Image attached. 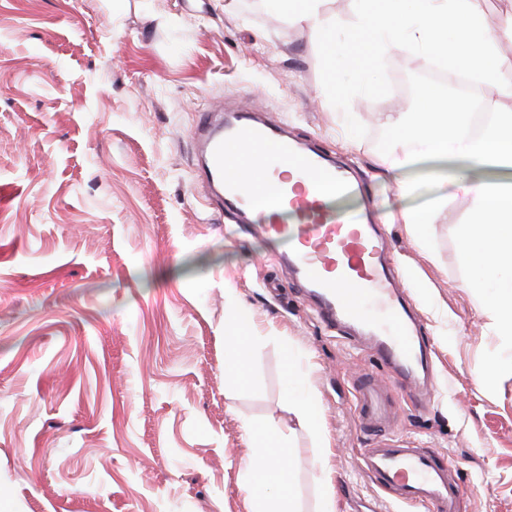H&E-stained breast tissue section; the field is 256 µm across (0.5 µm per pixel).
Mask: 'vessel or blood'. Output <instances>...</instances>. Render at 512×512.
<instances>
[{
  "label": "vessel or blood",
  "instance_id": "1",
  "mask_svg": "<svg viewBox=\"0 0 512 512\" xmlns=\"http://www.w3.org/2000/svg\"><path fill=\"white\" fill-rule=\"evenodd\" d=\"M198 130L204 164L203 181L219 184L224 206L241 215L258 214L266 233L297 235L300 246L289 256L302 288L309 292L322 322L331 328L348 327L367 340L382 364L392 367L403 382L430 366V352L417 329V316L400 290L390 266L385 237L378 225L360 212L330 217L324 195H348L360 183L355 172L328 160L310 147H296L274 122H258L252 113H237L223 122L219 111L203 114ZM268 154L257 179L243 181L229 146ZM288 205L303 214L305 226L289 227L277 220V209ZM375 303L388 322L378 325L367 312ZM364 428L381 429L382 396L375 380L356 382ZM360 467L372 484L397 503L423 512H459L462 496L453 464L434 448H413L385 439L378 447L362 449Z\"/></svg>",
  "mask_w": 512,
  "mask_h": 512
}]
</instances>
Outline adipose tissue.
Here are the masks:
<instances>
[{"mask_svg": "<svg viewBox=\"0 0 512 512\" xmlns=\"http://www.w3.org/2000/svg\"><path fill=\"white\" fill-rule=\"evenodd\" d=\"M290 22L301 27L311 51L328 50L330 58L339 51L330 49L336 17L325 8L326 0H281ZM396 137L388 149L386 169L398 180L402 195L414 191V183L404 173L420 159L453 160L454 187L470 205L474 222L463 233L465 259L479 267L482 275L462 281V288L484 293L494 288L487 305L490 318L502 335H512V280L502 278L512 271V186L473 177L474 169L485 166L512 167V110L500 109L480 134H472L471 121L463 103L427 90L417 111L403 112L390 120ZM410 142L421 152L407 151ZM252 323L245 311H237L224 324L226 334L225 374L244 379L248 342L244 330ZM254 452L246 464L247 487L258 503V512H295L293 491L287 478L290 468L280 453L281 438L275 429L249 431Z\"/></svg>", "mask_w": 512, "mask_h": 512, "instance_id": "obj_1", "label": "adipose tissue"}]
</instances>
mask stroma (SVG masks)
Wrapping results in <instances>:
<instances>
[{"mask_svg": "<svg viewBox=\"0 0 512 512\" xmlns=\"http://www.w3.org/2000/svg\"><path fill=\"white\" fill-rule=\"evenodd\" d=\"M393 90L355 98L368 134L316 98L319 59L263 0H0V512H253L248 427L288 441L300 512H315L317 436L290 394L315 391L336 512H406L360 468L377 447L355 378L387 399L386 435L450 457L460 512H512V335L462 253L471 221L450 180L378 158L406 112L418 55L387 57ZM256 112L354 169L433 352L429 406L347 333L328 328L286 263L289 242L219 210L197 171L201 112ZM440 204L413 237L384 214ZM254 327L246 380L224 375V323ZM505 367L492 388L480 376ZM295 380H288V369Z\"/></svg>", "mask_w": 512, "mask_h": 512, "instance_id": "35a3bbf8", "label": "stroma"}]
</instances>
